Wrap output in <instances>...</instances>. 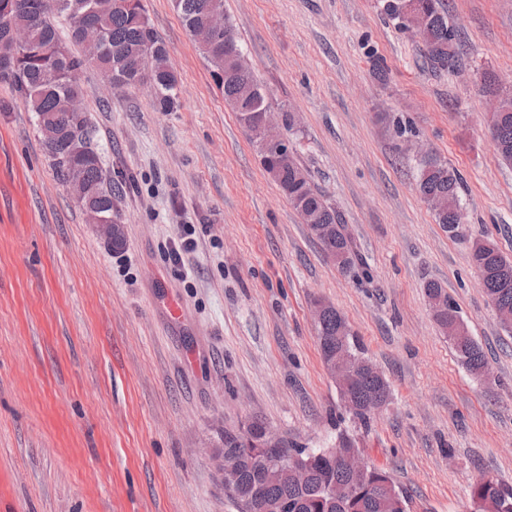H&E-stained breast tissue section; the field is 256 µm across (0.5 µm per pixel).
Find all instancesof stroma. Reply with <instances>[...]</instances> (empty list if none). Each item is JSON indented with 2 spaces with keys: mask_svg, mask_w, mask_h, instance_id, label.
<instances>
[{
  "mask_svg": "<svg viewBox=\"0 0 512 512\" xmlns=\"http://www.w3.org/2000/svg\"><path fill=\"white\" fill-rule=\"evenodd\" d=\"M143 4L178 76L174 111L80 74L105 173L131 181L112 199L123 248L87 222L0 82V512H238L218 443L255 416L303 448L347 434L408 512H473L482 477L512 487V332L469 258L482 239L512 259V166L483 81L512 91V0H449L466 43L452 72L380 0H224L271 111L299 117L285 138L347 228V273L263 170L172 0ZM420 143L462 178L458 236L417 190ZM431 281L489 383L434 321ZM318 300L390 385L367 423L323 364ZM427 295L429 298L430 306L434 312V314L438 315L439 317L443 318V312L446 310V306L444 304V301L447 304V309L449 306V313L448 318L450 319H457L461 322V324L465 327V324L463 323L462 317L460 315L459 308L456 304V302L448 295V293L445 291V288H443L439 283L435 281L428 282L426 285ZM435 296H442V298H432ZM466 328V327H465ZM464 331L465 334L460 335V337H451L452 340L459 337V339L454 342L453 348L466 368L476 376L480 373L482 368L487 365L485 353L480 345L469 336L467 329H464Z\"/></svg>",
  "mask_w": 512,
  "mask_h": 512,
  "instance_id": "1",
  "label": "stroma"
}]
</instances>
